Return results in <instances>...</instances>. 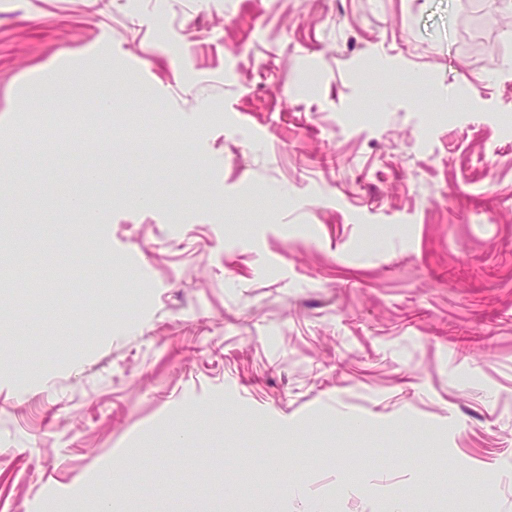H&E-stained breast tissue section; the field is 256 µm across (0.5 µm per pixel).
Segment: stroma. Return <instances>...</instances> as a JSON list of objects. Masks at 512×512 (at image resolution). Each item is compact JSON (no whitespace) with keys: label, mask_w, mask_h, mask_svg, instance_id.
Returning <instances> with one entry per match:
<instances>
[{"label":"stroma","mask_w":512,"mask_h":512,"mask_svg":"<svg viewBox=\"0 0 512 512\" xmlns=\"http://www.w3.org/2000/svg\"><path fill=\"white\" fill-rule=\"evenodd\" d=\"M471 2L0 0V512H512V0ZM104 90L98 185L30 155Z\"/></svg>","instance_id":"stroma-1"}]
</instances>
